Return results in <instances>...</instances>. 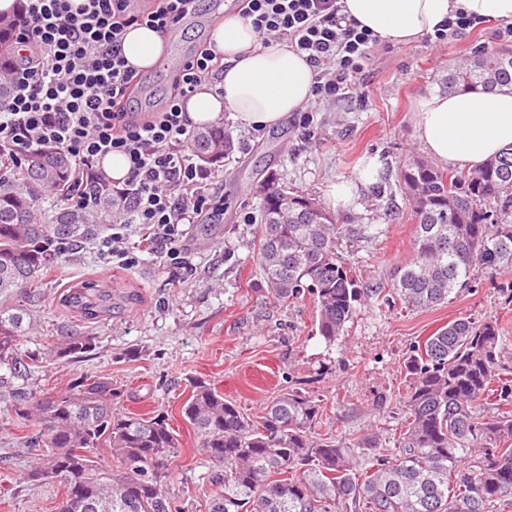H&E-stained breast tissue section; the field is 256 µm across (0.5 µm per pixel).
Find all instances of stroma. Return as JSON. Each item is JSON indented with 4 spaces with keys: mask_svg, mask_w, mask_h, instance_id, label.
<instances>
[{
    "mask_svg": "<svg viewBox=\"0 0 512 512\" xmlns=\"http://www.w3.org/2000/svg\"><path fill=\"white\" fill-rule=\"evenodd\" d=\"M223 14L219 0H199L195 19L171 37L175 50L185 56L204 48ZM485 47L512 48L503 24L486 21L445 46L423 38L376 46L347 98L317 104L310 141L289 118L259 131L225 119L235 150L220 169L224 221L191 227L189 269L170 267L158 251L140 253L131 268L114 266L107 232L67 249L39 287L7 298V305L34 317L18 349L36 361L19 375L0 367V512H57L62 488L28 478L37 462L29 445L36 428L17 418L16 399L22 393L34 402L58 393L82 373L110 376L123 389L117 409L167 412L180 440L170 491L177 501L202 508L213 488L206 481L209 463L181 413L188 379L214 383L252 418L282 390L298 388L321 401L322 432L337 439L359 429L387 436L396 427L390 412L407 384L410 345L448 321L498 318L505 356L512 359V264L475 269L472 290L428 310L361 305L331 347L317 333L312 294L288 304L268 295L257 263L260 227L240 218L257 211L255 189L269 174L324 202L330 184L353 180L363 163L374 161L377 182L358 187L352 204L338 213L352 227L339 252L363 284H390L411 255L416 230L398 174L404 163L426 155L414 131L418 104L440 90L450 69ZM87 286L110 294L106 311L90 316L70 303V294ZM68 336L90 337L86 357L57 356L58 342Z\"/></svg>",
    "mask_w": 512,
    "mask_h": 512,
    "instance_id": "stroma-1",
    "label": "stroma"
}]
</instances>
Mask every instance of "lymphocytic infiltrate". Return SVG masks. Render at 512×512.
Here are the masks:
<instances>
[{
	"label": "lymphocytic infiltrate",
	"mask_w": 512,
	"mask_h": 512,
	"mask_svg": "<svg viewBox=\"0 0 512 512\" xmlns=\"http://www.w3.org/2000/svg\"><path fill=\"white\" fill-rule=\"evenodd\" d=\"M262 42H284L304 53L314 69L318 102L345 97L378 44L346 17L342 0H236ZM196 10V0H25L17 16L18 53L6 78L11 96L0 102V172L20 166L24 154L53 144L71 157V202L92 205L109 177L108 154L129 161L122 206L112 229V257L131 267L138 258L123 248L128 228L149 231L173 268H184L179 243L192 224L224 218L218 170L202 166L191 147L182 102L223 66L211 50L188 57L174 75V91L155 112L130 103L140 72L128 65L126 29L140 24L166 35Z\"/></svg>",
	"instance_id": "1"
}]
</instances>
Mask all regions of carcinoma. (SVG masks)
<instances>
[{
	"label": "carcinoma",
	"mask_w": 512,
	"mask_h": 512,
	"mask_svg": "<svg viewBox=\"0 0 512 512\" xmlns=\"http://www.w3.org/2000/svg\"><path fill=\"white\" fill-rule=\"evenodd\" d=\"M14 20L0 16V71L12 56ZM460 87L512 94V50L482 48L448 74V90ZM192 146L201 162L216 165L232 137L221 123L207 124L193 131ZM399 179L416 233L386 297L432 308L471 288L473 268L512 263V147L467 173L427 162L404 165ZM267 181L258 257L266 291L279 302L313 294L318 333L333 345L357 306L383 289L360 285L338 252L348 225L321 204L322 216L308 218L303 202L315 197L276 174ZM72 188V160L51 145L0 176L1 296L37 284L61 247L86 243L116 219L120 199L111 186L89 207L64 202ZM71 301L93 316L107 295L82 288ZM31 325L25 310L0 305V365L27 370L15 343ZM90 348V339L72 336L60 353L80 358ZM503 351L491 317L455 319L413 344L391 449L364 430L345 441L322 436L321 401L297 388L251 419L213 384L193 380L182 414L211 464L208 512H512V367ZM121 393L111 378L86 373L33 412L18 396L17 416L40 425L32 443L41 457L29 479L63 489L57 512H197L169 490L179 440L167 414L122 412L114 408ZM101 451L111 465L101 463Z\"/></svg>",
	"instance_id": "carcinoma-1"
}]
</instances>
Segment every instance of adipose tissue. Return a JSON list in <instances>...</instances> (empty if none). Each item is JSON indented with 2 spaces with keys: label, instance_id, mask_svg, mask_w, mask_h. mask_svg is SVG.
Listing matches in <instances>:
<instances>
[{
  "label": "adipose tissue",
  "instance_id": "obj_1",
  "mask_svg": "<svg viewBox=\"0 0 512 512\" xmlns=\"http://www.w3.org/2000/svg\"><path fill=\"white\" fill-rule=\"evenodd\" d=\"M346 15L399 45L434 33L461 10L479 19L512 23V0H344ZM210 42L224 59L217 86L201 84L184 110L190 126L217 122L223 114L247 127L272 128L312 100L314 69L288 45L262 44L250 19L225 13ZM122 50L130 65L148 71L163 60L159 33L134 24ZM415 133L430 157L453 168L471 170L512 145V94L457 90L423 98Z\"/></svg>",
  "mask_w": 512,
  "mask_h": 512
}]
</instances>
